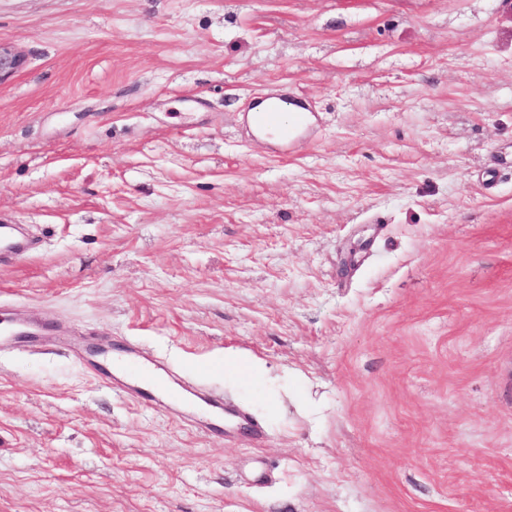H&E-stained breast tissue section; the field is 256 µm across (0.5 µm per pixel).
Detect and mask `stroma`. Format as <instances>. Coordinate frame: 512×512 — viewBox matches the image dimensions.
Instances as JSON below:
<instances>
[{"label": "stroma", "instance_id": "1", "mask_svg": "<svg viewBox=\"0 0 512 512\" xmlns=\"http://www.w3.org/2000/svg\"><path fill=\"white\" fill-rule=\"evenodd\" d=\"M0 40V302L49 330L0 351V512H512V0H0ZM290 92L286 157L238 117ZM24 64V55L11 43L0 40V83L19 72ZM18 224H0V259L7 253L15 260H21L28 254L27 243L17 235ZM161 368L155 364H142L132 361L127 376L134 382L135 387L132 393L142 397L144 400L154 402L156 405L162 403V397L167 395L172 400H182L183 395L177 388L165 390L159 385V374Z\"/></svg>", "mask_w": 512, "mask_h": 512}]
</instances>
